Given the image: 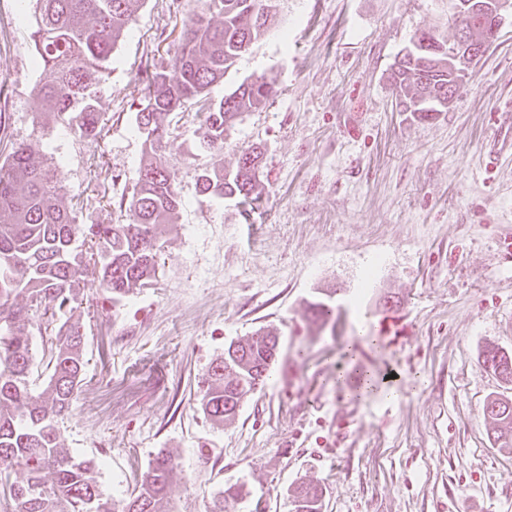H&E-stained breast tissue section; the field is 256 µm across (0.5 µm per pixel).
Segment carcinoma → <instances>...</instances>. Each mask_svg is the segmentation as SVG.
I'll use <instances>...</instances> for the list:
<instances>
[{
	"mask_svg": "<svg viewBox=\"0 0 512 512\" xmlns=\"http://www.w3.org/2000/svg\"><path fill=\"white\" fill-rule=\"evenodd\" d=\"M36 27L31 39L37 63L51 79L36 85L48 105L45 125L61 120L83 137L101 133L97 86L110 70L115 46L134 23L144 0H33ZM274 0H193L187 4L174 65L146 70V95L136 112L137 132L146 148L130 195L119 207L128 224H81L62 206L61 180L45 161L41 141L22 143L0 164V493L14 512H162L174 492L171 456L156 457L137 491L121 504L103 492L95 466L78 461L64 447L58 424L72 410L85 375L84 334L74 319L76 282L89 274L119 299L151 285L158 270L156 246L162 226L182 205L176 172L161 154L167 118L192 100L206 128L204 147L224 148L226 133L244 112L271 98L276 79L261 76L242 83L216 101L211 87L267 29ZM223 15L212 26L208 15ZM431 70L397 74L401 102L423 120L435 116L437 74L448 72V58L429 53ZM263 152L255 148L231 170L204 168L198 192L208 198H236L249 208L262 199ZM98 261L88 268L82 246ZM25 295L27 303L14 304ZM51 336V373L41 390L33 385V334ZM279 338L270 330L231 342L211 362L201 381V408L213 423L234 420L245 399L270 376ZM483 364L512 384V354L486 346ZM484 415L496 425L495 439L512 448V400L491 399ZM324 488L314 481L293 486L294 512H321ZM242 487L233 484L212 512H233Z\"/></svg>",
	"mask_w": 512,
	"mask_h": 512,
	"instance_id": "cac0c4a2",
	"label": "carcinoma"
}]
</instances>
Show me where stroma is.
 <instances>
[{
	"instance_id": "obj_1",
	"label": "stroma",
	"mask_w": 512,
	"mask_h": 512,
	"mask_svg": "<svg viewBox=\"0 0 512 512\" xmlns=\"http://www.w3.org/2000/svg\"><path fill=\"white\" fill-rule=\"evenodd\" d=\"M183 13L146 0L98 88L105 127L44 135L31 10L0 0V161L46 139L65 207L125 224L116 201L144 157L135 113L145 73L172 65ZM450 0H276L266 33L213 88L260 75L276 94L243 113L223 151H205L196 107L169 125L183 205L162 227L156 281L114 301L93 278L79 288L86 379L59 425L74 457L93 461L105 492L133 494L158 453L177 463L164 512H211L243 485L237 512H292L304 479L326 489L323 512H512V450L484 417L512 399L482 363L512 352V19L469 69L447 111H402L389 79L414 36L453 41ZM264 152L263 201L208 200L201 168ZM334 289L325 324L310 305ZM268 328L280 347L265 385L218 426L198 382L231 341ZM393 369L389 388L355 392V365Z\"/></svg>"
}]
</instances>
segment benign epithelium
I'll use <instances>...</instances> for the list:
<instances>
[{"mask_svg": "<svg viewBox=\"0 0 512 512\" xmlns=\"http://www.w3.org/2000/svg\"><path fill=\"white\" fill-rule=\"evenodd\" d=\"M452 3L454 14L469 18L470 25L459 29L456 39L446 49L450 100L468 69L498 39L505 13L512 9V0H452Z\"/></svg>", "mask_w": 512, "mask_h": 512, "instance_id": "1", "label": "benign epithelium"}]
</instances>
